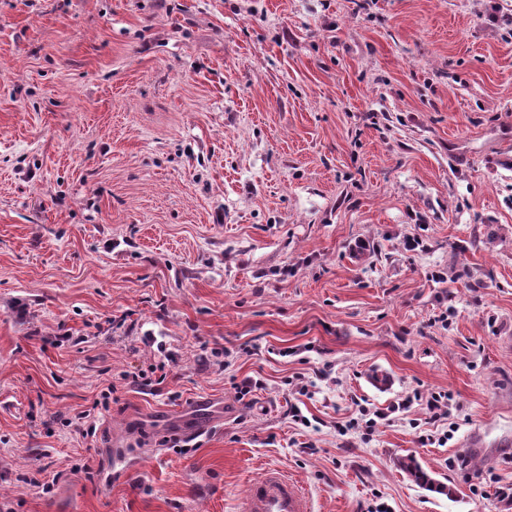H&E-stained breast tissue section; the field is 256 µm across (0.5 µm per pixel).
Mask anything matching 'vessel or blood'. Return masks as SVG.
Segmentation results:
<instances>
[{
    "instance_id": "b4317fda",
    "label": "vessel or blood",
    "mask_w": 512,
    "mask_h": 512,
    "mask_svg": "<svg viewBox=\"0 0 512 512\" xmlns=\"http://www.w3.org/2000/svg\"><path fill=\"white\" fill-rule=\"evenodd\" d=\"M239 512H312V507L298 481L281 470L268 469L250 483Z\"/></svg>"
}]
</instances>
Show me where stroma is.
Instances as JSON below:
<instances>
[{"label": "stroma", "instance_id": "obj_1", "mask_svg": "<svg viewBox=\"0 0 512 512\" xmlns=\"http://www.w3.org/2000/svg\"><path fill=\"white\" fill-rule=\"evenodd\" d=\"M267 468L512 512V0H0V512H237ZM400 469L406 472L419 486L430 491L442 492L444 487L435 481L421 468L413 455H407L398 461Z\"/></svg>", "mask_w": 512, "mask_h": 512}]
</instances>
